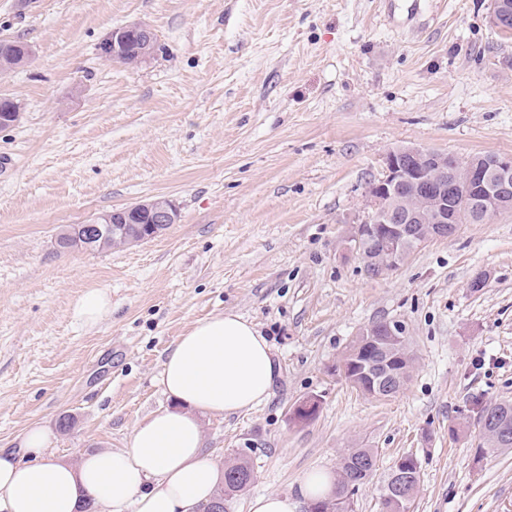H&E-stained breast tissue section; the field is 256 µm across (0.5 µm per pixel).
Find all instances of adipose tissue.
<instances>
[{"instance_id":"1","label":"adipose tissue","mask_w":512,"mask_h":512,"mask_svg":"<svg viewBox=\"0 0 512 512\" xmlns=\"http://www.w3.org/2000/svg\"><path fill=\"white\" fill-rule=\"evenodd\" d=\"M276 367L256 326L227 312L196 322L166 355L159 384L170 399L133 428L125 449L74 463L47 452L51 433L29 427L20 447L0 448V512H79L94 498L107 512H202L222 470L203 447L197 413L224 415L270 395ZM299 495L252 498L248 512H298L301 499L333 495L332 473L306 475Z\"/></svg>"}]
</instances>
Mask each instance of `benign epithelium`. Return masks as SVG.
Returning <instances> with one entry per match:
<instances>
[{
  "mask_svg": "<svg viewBox=\"0 0 512 512\" xmlns=\"http://www.w3.org/2000/svg\"><path fill=\"white\" fill-rule=\"evenodd\" d=\"M496 29L512 30V10L499 6L489 16ZM140 23H130L110 31L112 42H121L133 34H149ZM411 181L421 202L412 207L395 197L396 186ZM468 210L475 222L482 223L501 211L512 210V156L500 155L487 166L472 159L448 163V155L408 146L389 152L384 159L382 176L370 182L365 204L357 223L380 228L374 256L356 237L355 249L367 264L383 275L398 267L413 249L435 237L452 236L460 224L462 210ZM150 225L164 228L176 221V212L156 200L138 203L112 213L102 214L82 225L71 244L100 234L111 224H138L143 217Z\"/></svg>",
  "mask_w": 512,
  "mask_h": 512,
  "instance_id": "obj_1",
  "label": "benign epithelium"
}]
</instances>
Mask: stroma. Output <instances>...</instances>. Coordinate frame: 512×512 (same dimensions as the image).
<instances>
[{"label": "stroma", "instance_id": "1", "mask_svg": "<svg viewBox=\"0 0 512 512\" xmlns=\"http://www.w3.org/2000/svg\"><path fill=\"white\" fill-rule=\"evenodd\" d=\"M493 6L420 0L412 16L407 0H36L20 14L0 0V38L33 48L0 72V98L21 112L0 130V446L38 424L61 461L126 448L169 404L168 348L231 311L262 332L278 373L263 403L199 417L207 452L255 470L229 512L297 493L356 446L374 450L376 474L354 512H382L380 485L404 454L422 465L411 512H512V450L477 452L478 410L512 400V211L379 278L352 241L392 149L512 155V33L490 25ZM131 22L156 34L155 55L102 58V38ZM157 196L178 218L155 239L58 249L62 228ZM91 288L109 290L112 311L87 327L75 308ZM378 321L402 323L414 355L407 385L383 399L336 370ZM309 396L317 415L292 422Z\"/></svg>", "mask_w": 512, "mask_h": 512}]
</instances>
